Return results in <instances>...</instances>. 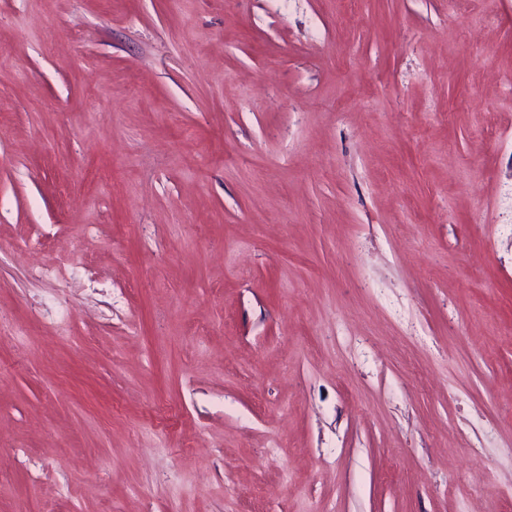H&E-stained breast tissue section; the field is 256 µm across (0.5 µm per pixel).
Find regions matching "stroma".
Here are the masks:
<instances>
[{
	"label": "stroma",
	"instance_id": "obj_1",
	"mask_svg": "<svg viewBox=\"0 0 512 512\" xmlns=\"http://www.w3.org/2000/svg\"><path fill=\"white\" fill-rule=\"evenodd\" d=\"M503 76L512 0H0V512H512Z\"/></svg>",
	"mask_w": 512,
	"mask_h": 512
}]
</instances>
